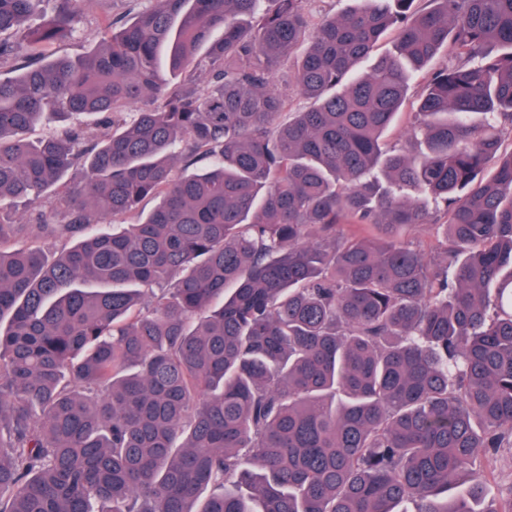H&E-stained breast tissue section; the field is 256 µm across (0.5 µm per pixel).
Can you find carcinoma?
I'll return each instance as SVG.
<instances>
[{
    "mask_svg": "<svg viewBox=\"0 0 512 512\" xmlns=\"http://www.w3.org/2000/svg\"><path fill=\"white\" fill-rule=\"evenodd\" d=\"M150 2L0 0V512H512V0ZM78 32L73 39L56 44L51 53L76 57L97 45L117 17L132 18L150 5L149 0H84ZM351 0H307L305 10L313 19H318L324 13L341 14L352 8ZM300 52L301 50L298 51L297 54L288 58L275 75V87L288 98V104L283 111L284 114L282 118H284L285 114L288 112L299 111L308 105L307 102L296 93L291 82L296 68L297 56ZM451 60L452 58L448 54V50L442 51L431 62L428 69L420 73L412 82L401 111L397 114L393 123L385 133L384 139L389 146H403L413 151L420 149L419 144L408 138V132L413 125L415 112H417L420 94L423 92V88L430 74L436 69L449 64ZM405 239L415 246H419L427 253H434L435 249L438 247L437 238L433 232V230L427 226H416L410 230H408L405 234ZM512 484V460L508 453H504L494 464L493 473L487 484L489 495L483 507H486L491 500L498 498L503 488Z\"/></svg>",
    "mask_w": 512,
    "mask_h": 512,
    "instance_id": "cac0c4a2",
    "label": "carcinoma"
}]
</instances>
